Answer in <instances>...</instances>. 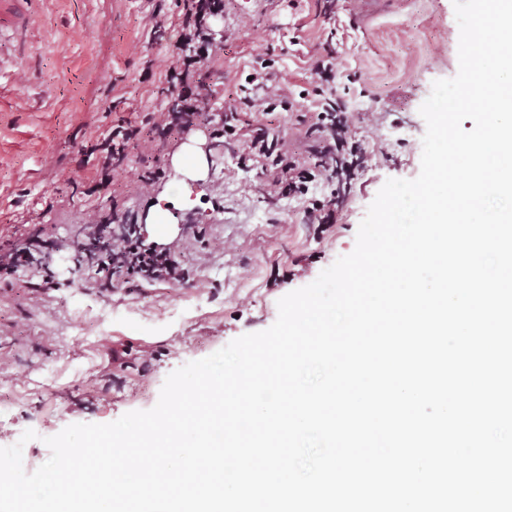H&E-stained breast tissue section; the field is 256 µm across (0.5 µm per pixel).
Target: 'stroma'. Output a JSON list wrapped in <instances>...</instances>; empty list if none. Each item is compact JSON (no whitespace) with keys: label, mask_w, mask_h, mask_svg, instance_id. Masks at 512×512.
Masks as SVG:
<instances>
[{"label":"stroma","mask_w":512,"mask_h":512,"mask_svg":"<svg viewBox=\"0 0 512 512\" xmlns=\"http://www.w3.org/2000/svg\"><path fill=\"white\" fill-rule=\"evenodd\" d=\"M176 0H44L34 32L0 31L13 55L0 70V243L42 231L49 280H0V447L22 446L25 472L50 457L46 438L71 424H107L153 408L167 376L235 338L269 328L277 302L350 254L387 180L416 178L426 123L419 108L438 79L458 72L453 0H224L211 23L215 110L279 137L315 180L311 198L333 202L328 232L304 223L306 201L211 137L208 117L165 141L143 140L126 171L97 185L82 163L96 139L127 122L150 129L172 106L145 61L173 60L178 27L149 36L153 12ZM335 51L333 93L362 146L358 166L322 171L307 127L317 111L310 58ZM271 62L291 109L271 115L244 102L249 74ZM198 143L204 172L173 157ZM164 175L139 188V175ZM164 210L180 238L185 281L108 291L84 281L74 242L90 217L128 215L153 237ZM202 235L182 234L186 225ZM34 430L36 439L21 436Z\"/></svg>","instance_id":"obj_1"}]
</instances>
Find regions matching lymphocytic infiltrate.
<instances>
[{
	"label": "lymphocytic infiltrate",
	"instance_id": "lymphocytic-infiltrate-1",
	"mask_svg": "<svg viewBox=\"0 0 512 512\" xmlns=\"http://www.w3.org/2000/svg\"><path fill=\"white\" fill-rule=\"evenodd\" d=\"M178 12L170 16L154 12L149 20L151 34L157 35L170 26H178V54L163 72L165 82L179 91L175 108L154 113L151 134L167 139L184 132L194 119L210 114L213 95L211 33L209 21L223 12L224 0H176ZM252 83L260 95L247 99L253 111L263 115L287 108L288 94L276 74L254 72ZM315 134L314 151L324 168L337 160L357 158L360 148L351 143L344 111L333 95H324L316 122L310 126ZM142 127L126 124L113 127L103 140L92 147L85 161L92 165L102 181H109L112 172L122 169L128 160V149L138 143ZM212 133L243 145V158L260 164L283 184L286 194L306 195L311 180L309 171L283 143L262 130H243L236 113L214 119ZM46 246L42 233L29 234L23 243H10L0 248V279H10L22 271L41 272L39 254ZM81 260L79 267L95 278L98 286H134L143 283L175 285L185 278V267L178 247H159L145 239L139 225L127 224L112 228L108 224H92L77 243Z\"/></svg>",
	"mask_w": 512,
	"mask_h": 512
}]
</instances>
